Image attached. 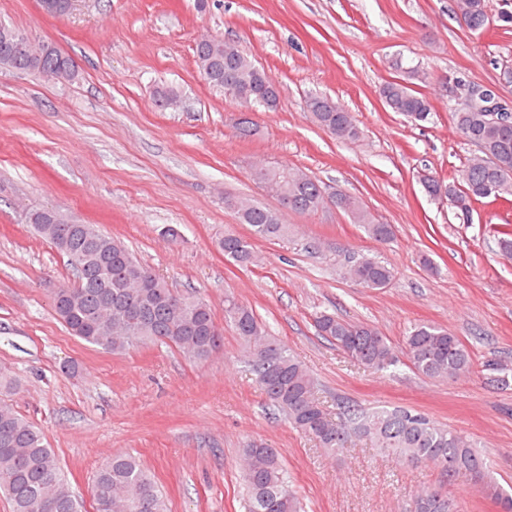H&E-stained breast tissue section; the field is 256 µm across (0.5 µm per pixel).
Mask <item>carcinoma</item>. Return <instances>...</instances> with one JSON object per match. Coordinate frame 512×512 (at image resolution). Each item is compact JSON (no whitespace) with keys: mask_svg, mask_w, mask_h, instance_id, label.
<instances>
[{"mask_svg":"<svg viewBox=\"0 0 512 512\" xmlns=\"http://www.w3.org/2000/svg\"><path fill=\"white\" fill-rule=\"evenodd\" d=\"M455 12L473 32L484 30L489 23L485 0H455ZM6 31L25 37L28 49L4 38ZM195 57L198 76L209 86L245 107L278 108L276 82L239 45L210 36L196 43ZM0 68L38 73L59 82H72L79 76L78 65L70 56L56 49L42 57L41 44L2 21ZM429 78L418 66L404 67L400 80L383 84L379 95L392 111L426 122L432 105L413 85ZM179 98L178 90L161 87L155 92L154 104L173 107ZM306 111L333 138L353 141L360 135L353 114L327 96H308ZM453 119L460 134L469 142H479L483 150L470 157L452 181L429 179L424 181V189L431 196L438 186H444L452 195L449 207L468 220L473 204L488 197V186H496L503 200L512 196V126L495 123L484 112H455ZM266 177L269 194L285 196L288 210L314 213L332 206L363 225L378 242L393 235L392 226L375 222L356 197L327 192L319 180L297 167L271 166ZM226 205L250 231L247 237L227 232L218 242L224 257L239 266L254 261V241L288 235V225L275 209L236 197L228 198ZM27 219L37 235L67 257L74 272V284L61 286L53 298L54 311L71 335L112 354L160 343L201 362L223 348L224 328L228 327L245 346V365L266 401L293 429L312 438L325 452L336 455L352 442L366 440L382 456L410 465L431 464L440 470V486L418 491L402 505L401 512H448V498L460 478L496 502L501 512H512V494L500 485L473 442L456 430L425 412L401 406H345L334 413L320 400L319 385L303 362L268 335L252 307L226 297L221 326L206 299L175 294L164 279L154 278L153 271L123 242L97 225L76 224L63 239V225L50 223L46 210H32ZM342 276L365 288L380 289L387 286L393 273L382 262L361 256L344 267ZM315 326L320 336L358 366L385 371L400 363L387 337L372 325L322 312L316 316ZM402 352L411 369L429 379H453L473 371L466 346L442 326L414 325L404 336ZM241 456L248 512H302L276 449L251 442L241 449ZM0 492L11 503L12 512H86L83 499L73 492L42 431L2 403ZM90 499L93 512H169L158 483L140 458L130 453L114 454L96 469Z\"/></svg>","mask_w":512,"mask_h":512,"instance_id":"1","label":"carcinoma"}]
</instances>
